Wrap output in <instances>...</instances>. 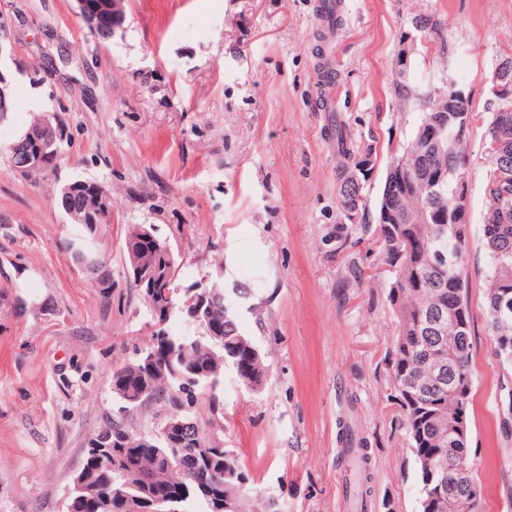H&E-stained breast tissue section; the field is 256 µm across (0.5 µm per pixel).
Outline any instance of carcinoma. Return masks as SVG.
Instances as JSON below:
<instances>
[{"mask_svg": "<svg viewBox=\"0 0 512 512\" xmlns=\"http://www.w3.org/2000/svg\"><path fill=\"white\" fill-rule=\"evenodd\" d=\"M424 112L408 144L390 157L381 201L391 205V219L377 217L374 244L384 263L393 267L386 285L387 301L395 315L392 370L403 413V428L415 454L421 484V512H443L448 499L467 497L478 485L468 462L467 438L453 435L448 424L458 411L467 412L472 393L471 320L468 240L455 239L448 224V200L459 176L470 177L473 160L467 148L469 130L451 129L448 143H427V131L443 92L420 97ZM484 141L498 145L499 154L480 164L486 198L482 234L489 260L485 288V322L497 354L512 363V317L506 326L497 315L498 302L512 294V177L497 171L512 163V112H490ZM337 206L358 202L366 211L367 180L348 178L373 155L370 147L356 148L336 126ZM417 174L409 181L396 161ZM447 175L444 187L433 193L426 179ZM99 184L75 181L63 187L58 202L64 212L84 205ZM447 261L436 267V253ZM212 314L223 321L222 335L171 336L165 329L170 315L154 314L157 329L133 357L115 365L111 390L119 408L132 415L155 410V430L141 431L108 420L90 437L113 435L112 461L86 448L81 471L92 488L73 489L65 512H126V500L138 499L143 512H219L218 501L239 512L242 471L233 455L217 440L223 426L216 420L221 400L218 387L224 365H232L243 384L261 387L268 367L252 341L237 324V309L226 289L218 287L209 301ZM170 418L193 422L183 433H163Z\"/></svg>", "mask_w": 512, "mask_h": 512, "instance_id": "obj_1", "label": "carcinoma"}]
</instances>
